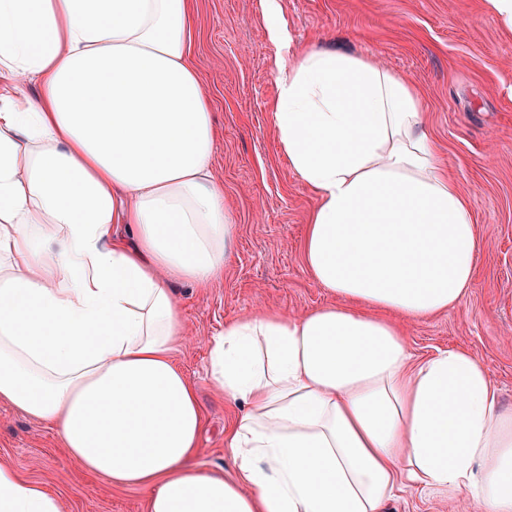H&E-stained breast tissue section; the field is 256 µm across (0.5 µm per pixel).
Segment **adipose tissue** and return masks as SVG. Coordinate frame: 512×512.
<instances>
[{"mask_svg":"<svg viewBox=\"0 0 512 512\" xmlns=\"http://www.w3.org/2000/svg\"><path fill=\"white\" fill-rule=\"evenodd\" d=\"M263 9L273 127L317 199L306 269L338 301L211 337L212 386L243 406L231 475L192 462L202 412L174 360L170 284L210 287L234 237L196 0H0V403L88 475L150 489L148 512H384L404 486L512 512V411L470 353L415 361L400 327L459 304L484 247L424 100ZM0 512L63 509L0 462Z\"/></svg>","mask_w":512,"mask_h":512,"instance_id":"ef3b65f1","label":"adipose tissue"}]
</instances>
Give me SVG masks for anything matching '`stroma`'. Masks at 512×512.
Returning <instances> with one entry per match:
<instances>
[{
  "label": "stroma",
  "instance_id": "stroma-1",
  "mask_svg": "<svg viewBox=\"0 0 512 512\" xmlns=\"http://www.w3.org/2000/svg\"><path fill=\"white\" fill-rule=\"evenodd\" d=\"M299 45L372 57L419 86L437 154L468 196L484 239L477 274L456 307L407 322L418 359L464 349L486 367L512 409V35L482 0H278ZM260 0H197L194 57L219 130L214 167L236 226L221 280L174 283L192 340L175 360L193 382L203 415L197 464L232 466L224 435L241 412L212 389L208 342L226 322L265 306L300 314L330 302L302 259L314 195L278 146L277 94ZM0 461L57 494L64 512H148L149 492L84 473L46 424L0 403ZM385 512H480L446 491L398 492Z\"/></svg>",
  "mask_w": 512,
  "mask_h": 512
}]
</instances>
